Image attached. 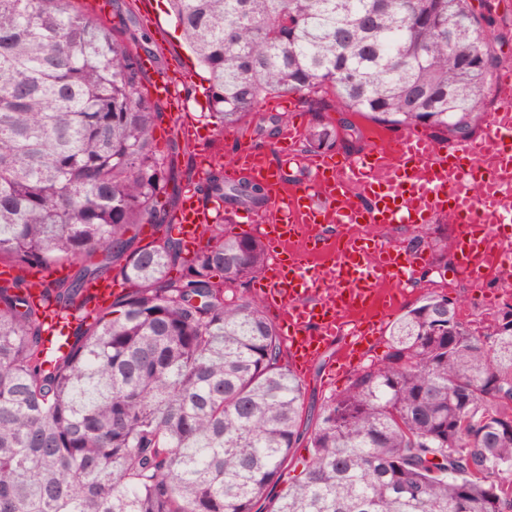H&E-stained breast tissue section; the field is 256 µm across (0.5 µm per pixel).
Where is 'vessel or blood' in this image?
<instances>
[{
    "label": "vessel or blood",
    "mask_w": 512,
    "mask_h": 512,
    "mask_svg": "<svg viewBox=\"0 0 512 512\" xmlns=\"http://www.w3.org/2000/svg\"><path fill=\"white\" fill-rule=\"evenodd\" d=\"M502 95L482 137L447 145L411 129L391 146L356 156L325 152L300 157L288 145L302 123L283 131L273 165L268 151L240 144L226 176L263 184L268 203L248 217L261 228L271 261L262 294L288 329L296 371L319 359L338 336L380 334L405 281L419 263L362 227L430 224L448 217L457 262L472 283L491 265L512 271V75L499 78ZM304 167L306 182L287 185L283 166ZM211 213L196 185L182 191L172 232L196 244ZM495 232H487V225Z\"/></svg>",
    "instance_id": "1"
}]
</instances>
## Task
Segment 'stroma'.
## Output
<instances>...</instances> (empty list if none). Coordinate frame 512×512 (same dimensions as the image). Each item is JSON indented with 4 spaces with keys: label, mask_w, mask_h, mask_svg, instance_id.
Returning a JSON list of instances; mask_svg holds the SVG:
<instances>
[{
    "label": "stroma",
    "mask_w": 512,
    "mask_h": 512,
    "mask_svg": "<svg viewBox=\"0 0 512 512\" xmlns=\"http://www.w3.org/2000/svg\"><path fill=\"white\" fill-rule=\"evenodd\" d=\"M149 7H142L139 0H112L102 19L112 27L126 32H146L150 38L159 67L174 81L175 96L180 105L169 108L161 125L155 130V139L161 154L166 158L174 179L170 184L172 206H179L181 193L186 184L185 175L195 167L196 155L207 149L215 153L218 165L229 164L240 142L273 149L277 136H263L258 131L259 115L245 118L237 129H222L218 120L206 118L207 104L203 89L207 86L206 71L199 66L188 50L182 31L168 13L166 0H149ZM291 118L311 123L319 119L337 126L352 124L359 131L358 138L344 139L337 146L340 154L358 155L388 144L389 140L401 134L398 126L386 127L351 112H343L333 106L330 98L311 104L296 94H288ZM199 126L205 137L204 142L191 143L188 150L173 151L171 140L175 127L184 124ZM455 227L446 220L421 227L393 226L386 228L384 235L400 248H407L411 238H420L423 246L420 253L423 261L418 266L398 312H406L429 295L435 294V284L446 281L440 290L452 302L460 304L462 312L473 320L475 326L485 329L493 325L494 313L512 292V282L503 280L482 281L472 284L459 270L452 250ZM325 361H318L301 378L305 391V408L319 407L323 399L341 391L348 383V376L327 379Z\"/></svg>",
    "instance_id": "35a3bbf8"
}]
</instances>
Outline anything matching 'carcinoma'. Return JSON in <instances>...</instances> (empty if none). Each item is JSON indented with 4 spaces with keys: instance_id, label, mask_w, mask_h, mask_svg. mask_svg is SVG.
I'll return each instance as SVG.
<instances>
[{
    "instance_id": "obj_1",
    "label": "carcinoma",
    "mask_w": 512,
    "mask_h": 512,
    "mask_svg": "<svg viewBox=\"0 0 512 512\" xmlns=\"http://www.w3.org/2000/svg\"><path fill=\"white\" fill-rule=\"evenodd\" d=\"M77 0H0V262L75 266L0 282V512H512V304L481 332L448 297L392 322L389 351L304 418L302 384L258 301L226 295L267 262L220 219L188 251L168 227L170 169L143 57ZM230 128L266 99L332 95L385 125L466 140L458 68L497 66L469 0H169ZM470 55L448 64V23ZM343 129H305L306 153ZM207 200L261 209L217 174ZM161 232L140 244V229ZM180 269L177 279L170 270ZM118 271L130 290L45 351L41 306L67 318ZM41 290L42 305L32 302ZM309 448L272 494L292 449Z\"/></svg>"
}]
</instances>
